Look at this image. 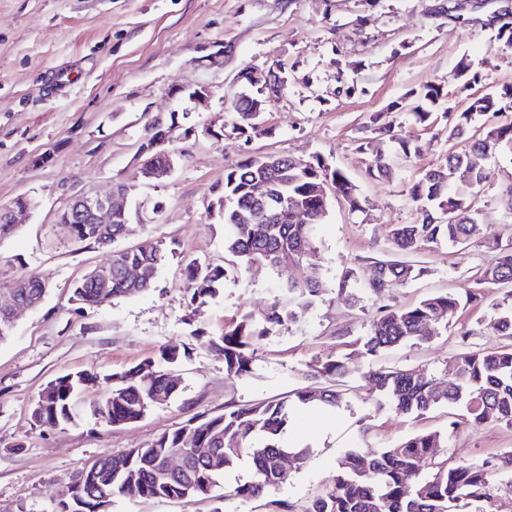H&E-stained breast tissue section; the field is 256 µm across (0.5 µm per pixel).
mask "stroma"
I'll use <instances>...</instances> for the list:
<instances>
[{
    "mask_svg": "<svg viewBox=\"0 0 512 512\" xmlns=\"http://www.w3.org/2000/svg\"><path fill=\"white\" fill-rule=\"evenodd\" d=\"M448 0H0V208L16 197L34 206L14 236L0 241V300L26 277L46 282L39 308L22 311L12 336L0 343V512H56L64 484L95 459L143 448L195 415L223 413L239 404L283 398L307 385L310 363L352 351L379 306L402 307L428 296L463 295L479 267L491 262L487 239L512 244V148L498 147L479 186V222L487 238L459 249L426 246L411 255L425 272L376 295L367 283L378 260L396 258L393 225L413 223L409 195L422 172L447 155V113L469 99L512 85V46L497 37L489 16H512V0H485L464 20L442 13ZM467 63L477 81L455 78ZM276 69L286 79L267 105L262 134L243 138L223 129L247 85L243 69ZM444 87L439 112L416 123L392 102L427 82ZM184 93L171 95L173 85ZM206 86L209 95L190 98ZM176 114L177 158L164 181L140 187L160 202L159 213L131 224L123 243L149 238L175 253L163 261L155 288L96 305L70 300L75 280L110 259L108 249L74 240L57 215L73 196L109 193L132 181L140 164L144 127ZM380 115L396 137L420 148L387 175H368L359 151ZM319 155L343 168L357 186L358 209L332 201L314 228L312 257L302 265L241 264L224 250V219L211 203L221 195L224 170L246 156ZM201 257L224 266L219 295L200 308L189 304L183 260ZM356 269L355 304L338 294L342 273ZM313 281L321 292L296 317L261 342L246 376L228 375L211 343L243 314L254 318L285 301L288 282ZM506 292L489 290L480 305L459 308L448 331L421 346L389 352L383 366L444 372L467 349L495 351L496 304ZM187 350L177 370L182 391L135 422L106 426L91 417L105 388L100 375L122 372L160 348ZM93 374L81 393L83 415L74 424H37L32 408L45 386L68 372ZM363 362L353 359L346 394L333 417L297 410L284 440L308 448L302 469L272 497H231L248 480V464L219 479L209 496L188 499H114L109 512H271L270 498L307 512L335 475L341 457L371 454L411 434L442 430L440 456L452 463L512 451V427L466 425L450 429L457 410L442 406L416 417L376 408L362 387Z\"/></svg>",
    "mask_w": 512,
    "mask_h": 512,
    "instance_id": "35a3bbf8",
    "label": "stroma"
}]
</instances>
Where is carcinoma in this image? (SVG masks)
I'll list each match as a JSON object with an SVG mask.
<instances>
[{
  "label": "carcinoma",
  "instance_id": "cac0c4a2",
  "mask_svg": "<svg viewBox=\"0 0 512 512\" xmlns=\"http://www.w3.org/2000/svg\"><path fill=\"white\" fill-rule=\"evenodd\" d=\"M444 97L443 87L428 82L412 91L407 102L415 120L427 123ZM266 92L241 99L234 105L231 130L247 137L262 132V113L252 112L254 101H265ZM512 108V86L472 99L461 112L448 114V140L461 144L448 152L443 162L423 172L412 185L410 197L418 204V216L412 224H395L391 229L394 249L413 255L423 246L464 247L484 235L475 208L474 188L485 179V163L491 151L501 145L512 147V122L491 126L482 132L472 130L478 115L499 113ZM378 135L360 142L357 149L371 156L368 174L385 175L398 160H407L417 148L400 140L389 150L385 140H394L391 126L377 127ZM469 169L473 179L462 181L456 170ZM259 182L267 185L266 195L254 194ZM336 194L350 206L357 205L356 185L345 171L329 165L319 156L310 161L275 153L244 157L224 170V188L217 199L222 211L224 250L249 265L262 262L278 264L284 254L302 262L311 251L314 226L326 215L331 197ZM123 224H71L77 242H89L112 248V297L133 296L154 286L166 252L158 243L147 247H118L123 239ZM493 262L479 268L471 277L466 301L478 305L486 289L512 284V247L495 243ZM139 265L145 278L131 286L122 275L126 265ZM426 271L407 261L379 263L369 288L382 294L392 282H408ZM189 303L201 307L218 293L225 269L199 258L185 262ZM100 289L75 281L72 300L93 305L99 303ZM460 307L452 294H439L411 306L379 308L369 334L359 341L357 352L374 358L407 345L430 339L428 325L451 317ZM494 334L508 343L494 352L465 351L456 357V378L449 381L419 368L381 367L367 372L368 391L376 396V407L391 399L403 414L421 416L442 404L461 406L465 414L461 424H497L512 427V292L498 304ZM295 312L287 303L273 305L257 322L250 314L240 316L224 328V336L212 343L224 358L229 375L244 376L258 351L259 341L274 329L292 321ZM157 375L146 378L141 365L103 377L107 391L100 405L108 409L112 425L132 423L153 407L169 402L182 390L180 378L173 375L178 353L166 347L151 359ZM310 376L323 386H305L291 399H271L249 404L227 405L224 413L191 418L187 424L157 437L145 448L102 458L100 463L112 471V484L97 485L78 476L69 478L63 493L74 487L89 503L107 493L114 498L186 499L209 495L217 479L242 461L251 464V479L234 488L233 496L256 498L288 481V473L278 466V458L292 454L296 468L306 464L307 451L287 448L281 436L288 425L291 408L302 406L336 407L343 400L342 379L349 374V357L329 356L309 365ZM96 375L71 372L56 378L57 398L47 406L38 403L32 418L52 428L77 420L79 395ZM441 447L438 432L417 433L379 452L367 456L357 450L345 454L332 485L311 500L308 512H473L471 507L490 496L491 479L497 472L512 473V452L497 459H483L453 465L436 459ZM180 451L187 457L186 469L177 476L161 471L164 456ZM133 469L139 482L128 485L123 471Z\"/></svg>",
  "mask_w": 512,
  "mask_h": 512
}]
</instances>
